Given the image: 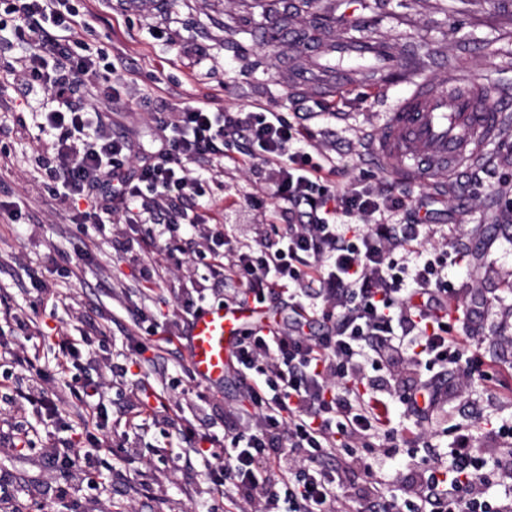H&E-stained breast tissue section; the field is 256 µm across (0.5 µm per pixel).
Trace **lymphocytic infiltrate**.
<instances>
[{"instance_id":"f902f5d3","label":"lymphocytic infiltrate","mask_w":512,"mask_h":512,"mask_svg":"<svg viewBox=\"0 0 512 512\" xmlns=\"http://www.w3.org/2000/svg\"><path fill=\"white\" fill-rule=\"evenodd\" d=\"M0 9V32L11 31L26 48L17 79L45 89L51 101L42 123L59 133L50 189L91 203L100 223L119 213L130 230L150 224L138 206L146 195L154 209L177 210V201L202 193L192 165L223 162L228 146L236 149L234 163L264 170L286 221L268 224L256 244L227 251L222 229L184 211L147 235L173 253L181 248V227L191 228L196 258L224 284V307L287 306L279 322L240 333L233 348L247 400L234 434L223 439L189 424L180 430L183 451L204 461L214 501L239 512H352L342 470H372L403 440L377 389L400 390L406 412L429 419L441 394L418 380L421 366H456L460 379L448 384L451 392L472 382L458 332L475 323L477 312L453 320L448 302L458 290L444 274L446 255L408 259L429 215L393 223L404 202L392 188L337 182L329 157H312L307 131L262 106L231 112L196 102L155 113L153 147L126 171L134 144L112 135L105 115L74 96L93 81L117 100L127 85L100 52L72 50L69 34L79 21L70 0H0ZM374 372L379 381L371 380ZM69 399L84 430L76 442L49 446L48 457L89 482L112 465L103 385L72 386ZM329 455L338 457L337 469L319 466ZM415 469L418 491L395 495L388 484L370 482L363 512H421L424 502L440 512H512V499H490L478 489L492 474L512 480V423L483 437L460 431L447 458L417 460Z\"/></svg>"}]
</instances>
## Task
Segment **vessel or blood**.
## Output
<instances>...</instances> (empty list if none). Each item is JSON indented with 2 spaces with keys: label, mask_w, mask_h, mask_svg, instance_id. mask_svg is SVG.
Listing matches in <instances>:
<instances>
[{
  "label": "vessel or blood",
  "mask_w": 512,
  "mask_h": 512,
  "mask_svg": "<svg viewBox=\"0 0 512 512\" xmlns=\"http://www.w3.org/2000/svg\"><path fill=\"white\" fill-rule=\"evenodd\" d=\"M287 38L322 70L323 81L337 87H347L366 69L411 84V92L388 112L369 152L376 167L401 182L420 187L436 173L466 171L484 158L486 144L502 130L503 113L487 87L456 76L453 89L437 88L413 55L384 39L339 36L315 27L288 29ZM244 316L211 305L193 318L187 351L199 378L223 385L226 351Z\"/></svg>",
  "instance_id": "b4317fda"
}]
</instances>
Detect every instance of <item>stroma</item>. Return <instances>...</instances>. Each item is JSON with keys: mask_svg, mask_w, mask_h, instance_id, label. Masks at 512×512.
<instances>
[{"mask_svg": "<svg viewBox=\"0 0 512 512\" xmlns=\"http://www.w3.org/2000/svg\"><path fill=\"white\" fill-rule=\"evenodd\" d=\"M73 4L81 15L74 40L103 52L132 86L131 95L116 103L90 85L76 100L108 113L113 134L137 147L151 146L152 112L209 101L230 110L262 104L290 117L292 101L309 97L330 106L304 125L314 144L335 158L339 182L391 186L408 201L428 193L432 226L416 257L431 258L442 248L455 252L447 275L459 294L450 305L486 316L466 342L474 358L473 386L449 397L427 423L426 437L407 445L422 455L430 444L448 448L456 429L481 433L512 421V0H159L143 11L126 0ZM275 18L287 26L318 21L339 34L383 37L418 54L429 79L442 85L456 72H469L501 97V137L482 163L464 173L435 175L422 189L397 182L371 163L364 138L379 134L383 114L410 92V84L395 79L378 85L366 75L347 89L313 83L290 88L289 70L305 61L262 37ZM19 54L16 48L0 50V512H203L208 474L200 461L187 464L174 454L192 407L181 393L190 363L187 327L177 316L173 291L190 287L204 271L188 259L176 264L162 245H146L137 234L96 224L87 203L48 191L46 167L57 135L37 128L44 94L24 92L11 73ZM198 170L207 195L180 201V209L226 225L231 249L253 244L279 206L263 173L230 162L202 163ZM151 271L156 281L146 296L139 284ZM40 279L63 295L55 309L41 303ZM155 322L173 343L138 353V340ZM92 325L103 333L92 361L59 372V341ZM12 350L28 352L34 369H14ZM116 367L131 373L113 375ZM76 379L108 383L112 467L101 470L91 487L52 466L44 453L46 434L78 436L76 408L57 421L14 403L18 389L41 385L67 396ZM135 386L164 395L157 415L136 429L129 423ZM209 394L213 410L204 429L231 432L242 404L234 367H227L223 389ZM26 424L38 438L32 446H14L15 426ZM62 486L68 499L57 496Z\"/></svg>", "mask_w": 512, "mask_h": 512, "instance_id": "35a3bbf8", "label": "stroma"}]
</instances>
